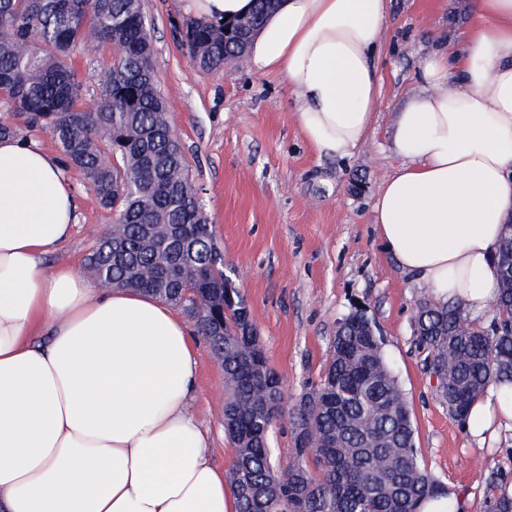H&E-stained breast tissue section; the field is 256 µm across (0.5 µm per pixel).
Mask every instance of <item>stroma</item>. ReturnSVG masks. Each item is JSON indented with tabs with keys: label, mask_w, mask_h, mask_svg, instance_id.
Here are the masks:
<instances>
[{
	"label": "stroma",
	"mask_w": 512,
	"mask_h": 512,
	"mask_svg": "<svg viewBox=\"0 0 512 512\" xmlns=\"http://www.w3.org/2000/svg\"><path fill=\"white\" fill-rule=\"evenodd\" d=\"M468 3L388 0L374 126L348 159L319 155L303 139L282 77L246 64L220 72L193 68L174 35L183 19L180 0H142V8L153 33L158 89L190 172L205 190L224 271L244 295L288 398L318 380L339 319L363 305L406 393L428 468L469 496L470 512H490L499 487L512 482V431L500 429L479 449L449 414L413 335V307L423 290L384 250L373 224L375 199L397 163L394 114L417 90L422 58L468 29ZM111 58L108 46L74 54L86 103L97 99ZM69 178L76 222L46 262L83 272L113 215L79 173ZM192 341L198 383L191 410L209 436L211 461L227 470L235 452L224 436V372L202 336Z\"/></svg>",
	"instance_id": "35a3bbf8"
}]
</instances>
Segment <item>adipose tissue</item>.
I'll list each match as a JSON object with an SVG mask.
<instances>
[{"label": "adipose tissue", "instance_id": "ef3b65f1", "mask_svg": "<svg viewBox=\"0 0 512 512\" xmlns=\"http://www.w3.org/2000/svg\"><path fill=\"white\" fill-rule=\"evenodd\" d=\"M254 0H181L199 21ZM456 48L428 55L396 112L397 166L373 223L398 267L436 299L484 316L512 223V0H471ZM387 0H277L253 35L254 69L282 75L304 139L345 158L375 119ZM73 185L33 142L0 139V512H236L190 410L186 323L152 296L95 288L46 256L72 233ZM475 445L512 429V384L465 423Z\"/></svg>", "mask_w": 512, "mask_h": 512}]
</instances>
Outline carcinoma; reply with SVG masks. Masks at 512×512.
Returning <instances> with one entry per match:
<instances>
[{"mask_svg": "<svg viewBox=\"0 0 512 512\" xmlns=\"http://www.w3.org/2000/svg\"><path fill=\"white\" fill-rule=\"evenodd\" d=\"M275 0L232 25L184 19L176 35L190 64L216 72L245 61ZM115 48L93 103L71 66L80 48ZM141 0H0V138L47 132L114 215L89 269L100 282L181 308L224 370V431L236 448L227 481L238 512H417L447 491L416 446L403 388L383 338L362 310L341 318L323 375L289 410L294 457L271 447L283 379L270 366L246 302L224 274L203 188L171 132L153 68ZM500 293L490 326L425 294L412 325L448 412L464 422L493 382L512 383V224L498 254Z\"/></svg>", "mask_w": 512, "mask_h": 512, "instance_id": "cac0c4a2", "label": "carcinoma"}]
</instances>
